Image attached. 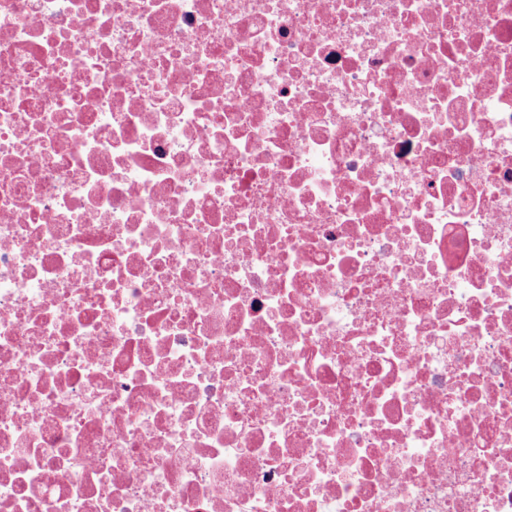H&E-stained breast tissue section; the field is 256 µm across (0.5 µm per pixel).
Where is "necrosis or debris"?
<instances>
[{
	"mask_svg": "<svg viewBox=\"0 0 512 512\" xmlns=\"http://www.w3.org/2000/svg\"><path fill=\"white\" fill-rule=\"evenodd\" d=\"M0 512H512V0H0Z\"/></svg>",
	"mask_w": 512,
	"mask_h": 512,
	"instance_id": "necrosis-or-debris-1",
	"label": "necrosis or debris"
}]
</instances>
